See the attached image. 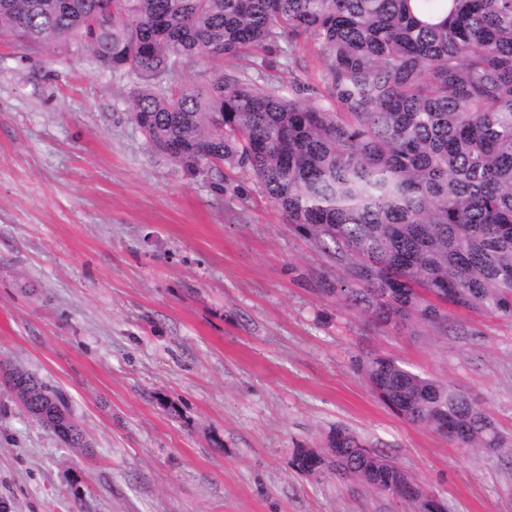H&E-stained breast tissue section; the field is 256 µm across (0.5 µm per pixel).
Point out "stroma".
<instances>
[{
    "mask_svg": "<svg viewBox=\"0 0 512 512\" xmlns=\"http://www.w3.org/2000/svg\"><path fill=\"white\" fill-rule=\"evenodd\" d=\"M262 63L269 88L332 103L310 40L176 80ZM136 89L90 55L0 42V364L64 391L89 443L64 447L0 382V512H410L292 469L338 428L448 512H512V455L396 416L356 368L383 355L447 382L512 438V318L376 325L249 169L191 175L157 152L129 117Z\"/></svg>",
    "mask_w": 512,
    "mask_h": 512,
    "instance_id": "obj_1",
    "label": "stroma"
}]
</instances>
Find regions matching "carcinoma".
Listing matches in <instances>:
<instances>
[{"mask_svg":"<svg viewBox=\"0 0 512 512\" xmlns=\"http://www.w3.org/2000/svg\"><path fill=\"white\" fill-rule=\"evenodd\" d=\"M285 37L319 44L338 108L286 98L262 75L173 85L197 56ZM0 39L132 72L130 117L150 144L191 175L249 167L346 273L328 292L374 321L444 330L443 302L512 318V0H0ZM358 369L407 421L512 453L467 393L384 356ZM33 391L76 428L72 447H88L66 396L38 379ZM291 466L423 512L426 487L345 429L295 449Z\"/></svg>","mask_w":512,"mask_h":512,"instance_id":"1","label":"carcinoma"}]
</instances>
